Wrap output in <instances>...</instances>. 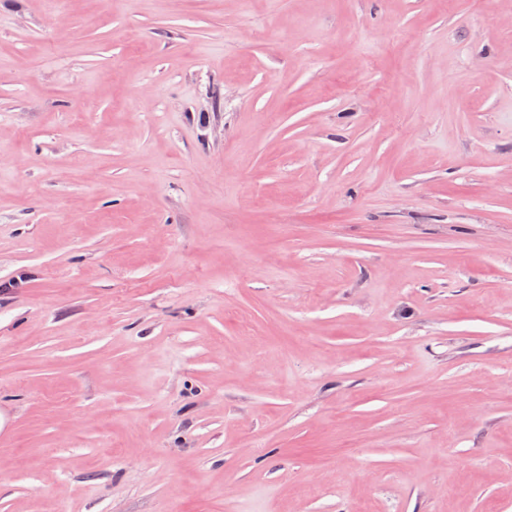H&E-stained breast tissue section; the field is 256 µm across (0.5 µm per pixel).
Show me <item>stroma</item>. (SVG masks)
Here are the masks:
<instances>
[{"mask_svg":"<svg viewBox=\"0 0 512 512\" xmlns=\"http://www.w3.org/2000/svg\"><path fill=\"white\" fill-rule=\"evenodd\" d=\"M0 512H512V0H0Z\"/></svg>","mask_w":512,"mask_h":512,"instance_id":"obj_1","label":"stroma"}]
</instances>
